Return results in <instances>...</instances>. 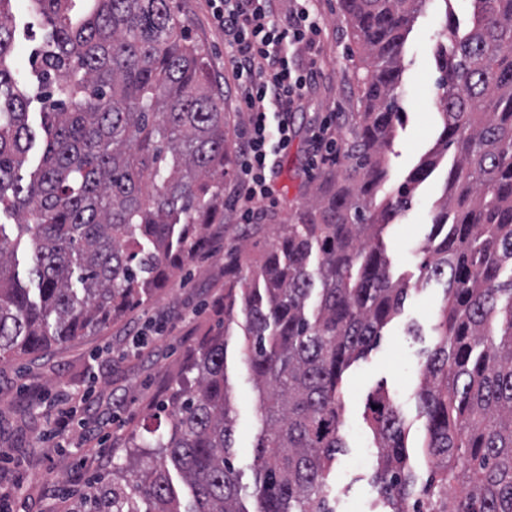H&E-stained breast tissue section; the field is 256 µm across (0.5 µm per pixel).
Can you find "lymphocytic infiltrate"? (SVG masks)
Here are the masks:
<instances>
[{"label":"lymphocytic infiltrate","instance_id":"f902f5d3","mask_svg":"<svg viewBox=\"0 0 512 512\" xmlns=\"http://www.w3.org/2000/svg\"><path fill=\"white\" fill-rule=\"evenodd\" d=\"M224 36L232 95L246 114L235 196L241 223L256 224L279 200L280 159L294 133V118L311 85L316 60L301 62L319 44L321 18L313 0H207ZM336 158V117L326 116L309 139L308 171Z\"/></svg>","mask_w":512,"mask_h":512}]
</instances>
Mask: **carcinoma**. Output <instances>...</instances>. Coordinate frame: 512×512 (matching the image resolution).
Wrapping results in <instances>:
<instances>
[{
  "label": "carcinoma",
  "mask_w": 512,
  "mask_h": 512,
  "mask_svg": "<svg viewBox=\"0 0 512 512\" xmlns=\"http://www.w3.org/2000/svg\"><path fill=\"white\" fill-rule=\"evenodd\" d=\"M426 0H340L363 52L362 111L338 168L247 276L238 245L224 265V337L200 350L194 387L172 396L170 433L134 443L124 473L150 512H332L325 490L344 373L379 342L407 297L380 235L455 147L421 275L444 283L416 393L434 459L418 485L408 431L384 388L365 420L385 512H512V0H475L472 23L445 16L436 149L395 194L387 148L406 112L403 49ZM49 31L34 81L12 70L11 0H0V209L29 236V281L0 224V357L38 353L121 317L164 288L224 223L233 148L227 98L171 0H34ZM40 104V123L29 108ZM41 158L24 169L29 151ZM245 315L246 363L263 410L252 489L234 458L227 335ZM190 488L181 509L170 469ZM96 512H139L112 482Z\"/></svg>",
  "instance_id": "cac0c4a2"
}]
</instances>
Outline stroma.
Listing matches in <instances>:
<instances>
[{"instance_id": "1", "label": "stroma", "mask_w": 512, "mask_h": 512, "mask_svg": "<svg viewBox=\"0 0 512 512\" xmlns=\"http://www.w3.org/2000/svg\"><path fill=\"white\" fill-rule=\"evenodd\" d=\"M190 40L205 53L208 72L223 83L228 72L224 37L206 0H173ZM323 32L317 51L318 77L296 117V136L281 163V202L269 209L264 226L242 224L227 210L226 225L213 226L208 240L164 288L142 295L120 319L87 336L32 355L0 359V507L5 512H89L91 503L112 485V472L124 465L132 441L151 430L170 429L167 406L182 386L187 364L210 338L227 334V378L233 405L235 465L252 485L254 447L262 411L245 362L243 313L224 322V254L246 238L252 259L274 244L271 225L289 224L319 183L308 173L304 155L311 127L330 111L359 108L364 75L360 49L350 35L339 0H317ZM473 0H426L404 48L401 104L407 120L388 151V191H395L437 141L440 117L439 73L434 54L446 14L467 26ZM15 47L24 50L13 72L31 81L35 52L46 30L33 4L13 7ZM447 179L439 166L414 193L410 208L384 231L392 268L409 279L400 313L384 329L378 345L346 371L341 385L342 435L328 479L336 512H383L372 495L377 450L364 420L367 397L385 387L410 427V460L419 480H427L433 460L423 450L424 420L416 392L432 347L430 329L445 304L444 286L423 282L420 251L431 232L436 201ZM70 413L72 424L47 437L54 418Z\"/></svg>"}]
</instances>
